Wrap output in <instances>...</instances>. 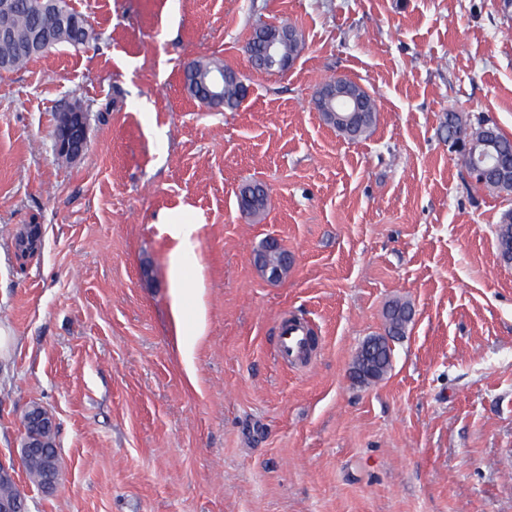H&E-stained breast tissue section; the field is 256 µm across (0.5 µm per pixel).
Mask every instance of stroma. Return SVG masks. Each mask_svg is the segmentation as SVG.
<instances>
[{
  "label": "stroma",
  "instance_id": "obj_1",
  "mask_svg": "<svg viewBox=\"0 0 512 512\" xmlns=\"http://www.w3.org/2000/svg\"><path fill=\"white\" fill-rule=\"evenodd\" d=\"M96 34L0 73V460L29 512H512V196L488 192L442 137L448 112L512 136V13L497 0H70ZM263 23L297 29L284 70L245 52ZM223 60L250 87L233 110L184 86ZM376 100L339 135L317 90ZM91 111L76 163L55 114ZM267 189L258 217L240 190ZM195 225L189 287L171 294ZM37 250L21 254L29 225ZM277 238L281 280L254 261ZM407 301L390 372L349 368ZM309 320L312 365L275 357L282 313ZM196 332L183 359L178 330ZM56 424L46 493L17 450L28 409ZM341 83L348 87L351 90L355 91H361L364 93L365 97V112H361V116L357 123L354 126V129L351 131V134L349 135L347 132H341L344 134V136H347L351 139H357L367 136L370 131L373 129L375 123H376V104L375 100L365 91L362 89V87L355 82L347 79V78H337L334 81H331L327 84L331 83ZM497 248L506 262H512V211L503 214L496 232ZM412 312L411 307L407 303L394 302L386 311V328L385 334L379 336H371L366 339L362 344L376 337L389 336L391 340L396 336H404L405 329L408 324L412 321L409 318Z\"/></svg>",
  "mask_w": 512,
  "mask_h": 512
}]
</instances>
